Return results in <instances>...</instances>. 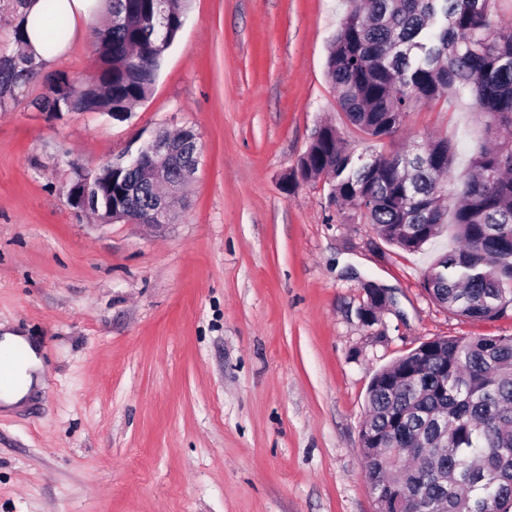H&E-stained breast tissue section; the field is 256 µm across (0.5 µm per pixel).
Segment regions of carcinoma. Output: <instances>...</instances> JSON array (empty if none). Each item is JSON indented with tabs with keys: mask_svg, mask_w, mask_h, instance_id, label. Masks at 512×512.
<instances>
[{
	"mask_svg": "<svg viewBox=\"0 0 512 512\" xmlns=\"http://www.w3.org/2000/svg\"><path fill=\"white\" fill-rule=\"evenodd\" d=\"M94 28L96 76L83 83L65 71L48 80L36 107L50 120L78 112L127 119L146 99L164 54L182 30L185 0H105ZM498 0H362L343 19L327 60L340 109L366 136L390 149L366 156L323 125L289 179L329 180L350 220L418 251L446 223L458 247L429 268L423 285L440 305L475 320L512 312V26L493 23ZM45 47L68 36L56 0H44ZM0 55V98L34 78L41 63L24 50ZM469 93L493 144L454 182L446 138L425 148L398 146L409 112L444 94ZM170 141L172 156L194 159V131ZM76 168L72 185L89 201L112 196V210L145 219L153 199L142 171L109 163L98 177ZM425 374L419 375L420 368ZM367 478L378 512H404L416 500L438 512H512V336L437 338L378 371L368 388Z\"/></svg>",
	"mask_w": 512,
	"mask_h": 512,
	"instance_id": "1",
	"label": "carcinoma"
}]
</instances>
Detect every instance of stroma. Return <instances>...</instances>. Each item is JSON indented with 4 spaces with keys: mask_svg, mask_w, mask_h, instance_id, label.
Masks as SVG:
<instances>
[{
    "mask_svg": "<svg viewBox=\"0 0 512 512\" xmlns=\"http://www.w3.org/2000/svg\"><path fill=\"white\" fill-rule=\"evenodd\" d=\"M350 0H191L126 120L50 121L56 71L93 75L89 30L0 100V335L40 350L45 386L0 412V512H377L360 430L375 372L440 337L512 336L423 286L421 251L349 221L324 181L286 184L323 123L346 119L328 45ZM192 128L198 171L170 224H103L65 196L76 167ZM445 137L462 178L485 121L469 95L421 105L395 135ZM394 305L357 317L365 283Z\"/></svg>",
    "mask_w": 512,
    "mask_h": 512,
    "instance_id": "stroma-1",
    "label": "stroma"
}]
</instances>
